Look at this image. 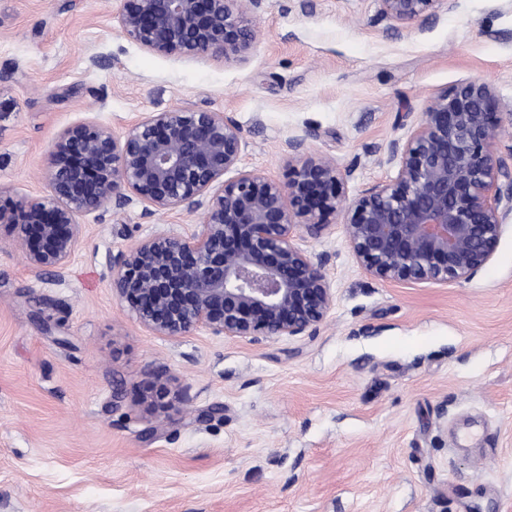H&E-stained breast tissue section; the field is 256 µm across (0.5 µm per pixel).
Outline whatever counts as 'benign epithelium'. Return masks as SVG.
Masks as SVG:
<instances>
[{"label": "benign epithelium", "instance_id": "7a95c632", "mask_svg": "<svg viewBox=\"0 0 512 512\" xmlns=\"http://www.w3.org/2000/svg\"><path fill=\"white\" fill-rule=\"evenodd\" d=\"M262 0H121L122 33L163 57L245 62L256 48L251 16ZM401 26L425 25L455 0H381ZM503 117L490 85L470 81L439 93L404 141L394 140V176L350 204L341 172L288 139L285 181L239 168L242 129L222 112L173 107L121 137L95 122L57 134L43 178L46 198L0 202V227L37 271H58L80 245L79 218L134 195L168 213L202 220L158 232L109 256L112 292L157 336L197 330L255 342L313 335L335 293L328 258L312 259L297 236L318 238L323 217L345 210L354 258L383 281L468 280L492 258L512 214V146L496 148ZM236 175L226 180L229 171Z\"/></svg>", "mask_w": 512, "mask_h": 512}]
</instances>
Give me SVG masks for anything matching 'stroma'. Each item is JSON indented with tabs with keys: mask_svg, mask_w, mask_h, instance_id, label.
Returning a JSON list of instances; mask_svg holds the SVG:
<instances>
[{
	"mask_svg": "<svg viewBox=\"0 0 512 512\" xmlns=\"http://www.w3.org/2000/svg\"><path fill=\"white\" fill-rule=\"evenodd\" d=\"M119 8L0 0V197L47 195L72 124L119 137L183 106L235 121L242 168L271 180L305 137L349 203L393 176L390 143L440 92L480 80L512 110V0L413 27L380 0H264L244 63L148 53ZM200 218L110 205L53 274L0 237V512H512V216L472 278L386 282L339 211L298 240L335 292L316 334L154 335L113 295L108 257ZM154 370L170 393L150 411Z\"/></svg>",
	"mask_w": 512,
	"mask_h": 512,
	"instance_id": "obj_1",
	"label": "stroma"
}]
</instances>
